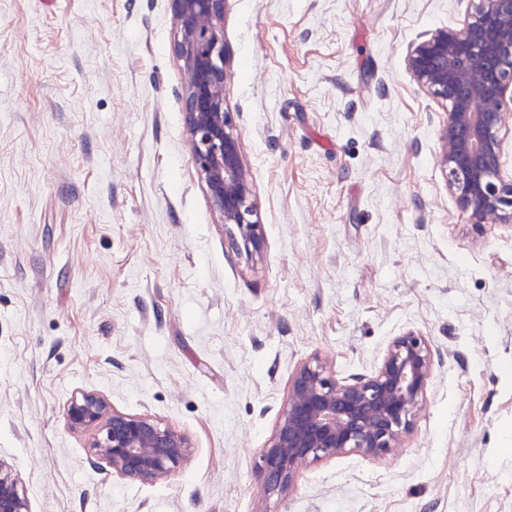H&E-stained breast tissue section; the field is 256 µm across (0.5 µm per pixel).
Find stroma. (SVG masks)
Listing matches in <instances>:
<instances>
[{
    "mask_svg": "<svg viewBox=\"0 0 512 512\" xmlns=\"http://www.w3.org/2000/svg\"><path fill=\"white\" fill-rule=\"evenodd\" d=\"M469 0H226L228 111L259 255L198 177L170 0H0V459L32 512H512V223L469 224L446 109L406 65ZM435 365L391 455L256 457L294 370L368 375L393 337ZM187 434L157 484L93 465L78 392Z\"/></svg>",
    "mask_w": 512,
    "mask_h": 512,
    "instance_id": "35a3bbf8",
    "label": "stroma"
}]
</instances>
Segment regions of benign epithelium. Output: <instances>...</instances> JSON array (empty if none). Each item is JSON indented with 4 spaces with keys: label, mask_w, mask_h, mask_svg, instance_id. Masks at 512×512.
Masks as SVG:
<instances>
[{
    "label": "benign epithelium",
    "mask_w": 512,
    "mask_h": 512,
    "mask_svg": "<svg viewBox=\"0 0 512 512\" xmlns=\"http://www.w3.org/2000/svg\"><path fill=\"white\" fill-rule=\"evenodd\" d=\"M459 28H439L414 44L407 68L447 108L439 165L470 223L512 221V175L502 167L507 105L512 104V0H470ZM174 52L186 76L184 122L197 173L237 254L261 249L252 179L234 116L224 105L228 57L224 0H172ZM435 354L422 334L394 337L374 373L339 380L318 356L293 373L276 428L254 464L258 490L283 497L298 473L348 453L381 460L400 447L422 412ZM72 432L90 435L97 462L122 480L154 484L180 469L189 437L148 415L115 409L100 393L74 396ZM0 512H32L23 483L0 460Z\"/></svg>",
    "instance_id": "1"
}]
</instances>
